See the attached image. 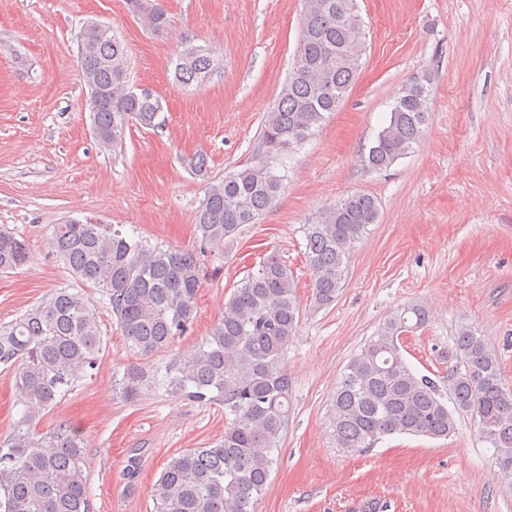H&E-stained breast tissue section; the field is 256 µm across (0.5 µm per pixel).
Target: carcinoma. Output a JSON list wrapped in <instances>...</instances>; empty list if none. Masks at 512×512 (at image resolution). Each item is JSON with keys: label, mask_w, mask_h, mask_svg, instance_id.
Masks as SVG:
<instances>
[{"label": "carcinoma", "mask_w": 512, "mask_h": 512, "mask_svg": "<svg viewBox=\"0 0 512 512\" xmlns=\"http://www.w3.org/2000/svg\"><path fill=\"white\" fill-rule=\"evenodd\" d=\"M154 32L166 30L165 10L146 0H127ZM301 44L287 81L261 131L264 152L302 145L336 111L358 76L366 32L357 0H303ZM219 65L206 48L186 42L174 61V77L189 85ZM87 83L112 87V103L88 104L100 143L116 146L127 126L155 125L158 97L124 92L129 64L114 33L96 36L95 55L79 60ZM429 89L406 83L386 125L359 155L369 171H382L414 152L429 120ZM282 177L263 163L224 176L206 188L196 212L200 249L219 244L254 224L277 201ZM378 200L353 194L303 227L312 268L315 303L329 306L345 284V257L378 221ZM52 253L74 277L108 297L125 339L148 355L181 336L195 315L203 266L194 252L151 246L111 224L69 220L52 229ZM24 242L0 229V272L23 266ZM300 319L294 279L279 255H266L224 303V317L197 349L178 358L158 384L172 394L224 405V438L172 455L154 484L155 512H253L266 490L274 453L288 425L292 382L284 355ZM429 312L407 307L389 315L343 371L336 389V447L360 453L392 434L445 438L455 415L474 417L496 451L501 471L512 476V391L502 381L498 355L468 325L453 337L448 389L453 409L434 382L417 376L400 351L407 332L422 328ZM103 350L98 322L79 292L55 290L14 322L0 326V364L13 369L22 406L11 438L0 445V512H91L85 456L79 436L60 425L46 442L35 424L95 366ZM146 373L128 368L120 395L137 397Z\"/></svg>", "instance_id": "1"}]
</instances>
